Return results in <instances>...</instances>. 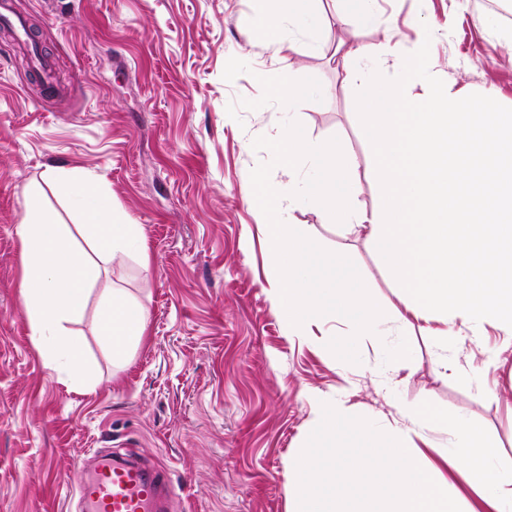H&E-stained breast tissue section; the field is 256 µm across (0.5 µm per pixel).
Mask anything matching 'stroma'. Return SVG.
<instances>
[{"label":"stroma","instance_id":"obj_1","mask_svg":"<svg viewBox=\"0 0 512 512\" xmlns=\"http://www.w3.org/2000/svg\"><path fill=\"white\" fill-rule=\"evenodd\" d=\"M54 64L44 91L11 31L0 27V512H78L75 471L96 455L164 468L168 512H290L288 461L305 444L314 396L342 398L383 424L424 406L473 422L512 466V334L462 328L446 351L395 319L399 290L363 236L296 204L323 248L350 257L382 304L387 335L359 342L360 364L290 337L268 293L271 266L251 170L269 160L255 137L295 119L316 140L338 138L358 159L362 207L376 202L374 156L349 82L330 50L391 37L409 54L432 33L431 73L453 75L512 105V44L503 14L480 0H377L371 28L344 26L332 5L285 26L304 54L280 60L255 36L261 0H10ZM319 80L287 102V79ZM51 167L85 170L114 210L142 225L136 257L102 267L71 330L94 382L51 375L20 302L16 228L25 194ZM149 313L144 341L122 361L97 334L106 288ZM447 368H440V355ZM485 380L491 396L479 395Z\"/></svg>","mask_w":512,"mask_h":512}]
</instances>
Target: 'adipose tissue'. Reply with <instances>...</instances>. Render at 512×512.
<instances>
[{
  "label": "adipose tissue",
  "instance_id": "adipose-tissue-1",
  "mask_svg": "<svg viewBox=\"0 0 512 512\" xmlns=\"http://www.w3.org/2000/svg\"><path fill=\"white\" fill-rule=\"evenodd\" d=\"M264 2L271 24L258 36L281 52L289 47L283 23L316 15L320 0ZM49 192L66 196L80 209L77 229L46 215L41 199ZM17 235L25 268L20 295L31 340L45 369L65 381L85 383L83 344L70 325L83 315L88 287L103 264L131 254L149 265L144 230L114 211L91 174L69 169L44 174L28 198ZM79 237L86 248L76 245ZM96 318L116 360L143 341L149 325L145 308L113 287L102 294ZM315 406L307 446L288 463L295 488L292 512H512V469L499 463V450L482 428L408 407L381 429L344 400L319 397ZM439 428L449 430L455 446L432 458L422 444ZM456 476L479 494L478 506L467 505L452 490Z\"/></svg>",
  "mask_w": 512,
  "mask_h": 512
}]
</instances>
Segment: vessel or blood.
Listing matches in <instances>:
<instances>
[{"instance_id": "vessel-or-blood-1", "label": "vessel or blood", "mask_w": 512, "mask_h": 512, "mask_svg": "<svg viewBox=\"0 0 512 512\" xmlns=\"http://www.w3.org/2000/svg\"><path fill=\"white\" fill-rule=\"evenodd\" d=\"M0 26L17 40L28 38L25 20L0 0ZM74 485L82 512H166L173 490L165 471L127 460L100 457L93 470L78 472Z\"/></svg>"}]
</instances>
